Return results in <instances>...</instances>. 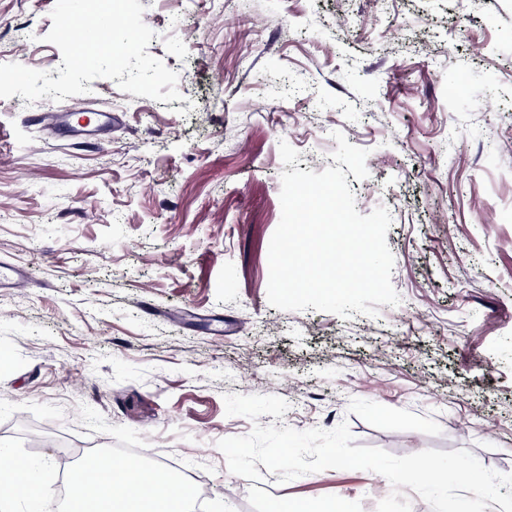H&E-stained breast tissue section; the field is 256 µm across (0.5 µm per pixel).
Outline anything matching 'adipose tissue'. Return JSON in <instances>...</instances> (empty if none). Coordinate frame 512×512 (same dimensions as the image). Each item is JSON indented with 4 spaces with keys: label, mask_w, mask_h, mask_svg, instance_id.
Wrapping results in <instances>:
<instances>
[{
    "label": "adipose tissue",
    "mask_w": 512,
    "mask_h": 512,
    "mask_svg": "<svg viewBox=\"0 0 512 512\" xmlns=\"http://www.w3.org/2000/svg\"><path fill=\"white\" fill-rule=\"evenodd\" d=\"M137 473L140 486L128 492L125 479ZM72 496L81 498L86 512H189L191 491L164 470H145L141 460L129 457L116 463L100 459L89 474L72 482Z\"/></svg>",
    "instance_id": "obj_1"
}]
</instances>
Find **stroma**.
I'll return each instance as SVG.
<instances>
[{"instance_id": "1", "label": "stroma", "mask_w": 512, "mask_h": 512, "mask_svg": "<svg viewBox=\"0 0 512 512\" xmlns=\"http://www.w3.org/2000/svg\"><path fill=\"white\" fill-rule=\"evenodd\" d=\"M168 103L91 81L0 99V449L54 512L72 463L137 448L205 512L271 500L376 512L365 470L232 474L253 424L512 473V0H140ZM55 0H0V63L55 70ZM111 116L75 136L72 112ZM342 168L386 206L399 305L345 320L267 299L282 172ZM273 394L282 419L225 414Z\"/></svg>"}]
</instances>
